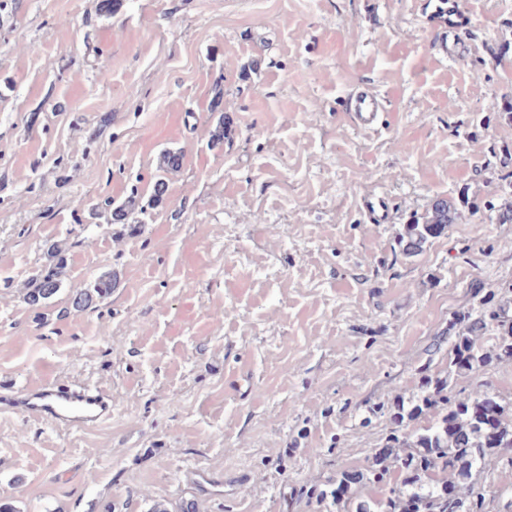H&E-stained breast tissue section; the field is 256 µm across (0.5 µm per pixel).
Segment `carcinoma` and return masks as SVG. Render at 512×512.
Returning a JSON list of instances; mask_svg holds the SVG:
<instances>
[{
  "label": "carcinoma",
  "mask_w": 512,
  "mask_h": 512,
  "mask_svg": "<svg viewBox=\"0 0 512 512\" xmlns=\"http://www.w3.org/2000/svg\"><path fill=\"white\" fill-rule=\"evenodd\" d=\"M132 195L124 204H106L107 223H125L138 212ZM455 214L439 201L416 215L398 234L402 253L412 257L432 238L448 231ZM52 265L34 278L24 301L34 309L50 303L63 287L61 274L66 255L57 247L48 249ZM112 294V278H101L71 296L77 311L90 308ZM491 332L486 348L479 337ZM448 367L430 373L419 370L420 386L406 399L396 396L378 410L389 415L392 427L384 444L372 458L367 473L342 471L321 489L311 486L306 494L326 512H490L484 474L497 466L512 470V405L486 384L470 392L450 389L449 379L462 372L479 371L494 361L512 360V317L504 304L493 305L484 296L474 312L449 321ZM426 425L407 431L409 423Z\"/></svg>",
  "instance_id": "cac0c4a2"
}]
</instances>
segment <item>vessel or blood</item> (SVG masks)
<instances>
[{"instance_id": "vessel-or-blood-1", "label": "vessel or blood", "mask_w": 512, "mask_h": 512, "mask_svg": "<svg viewBox=\"0 0 512 512\" xmlns=\"http://www.w3.org/2000/svg\"><path fill=\"white\" fill-rule=\"evenodd\" d=\"M434 12L446 15L448 37L455 42L472 23L471 16L458 9L448 11L439 5ZM343 107L351 113L355 127L363 131L378 129L386 110L383 99L367 89L348 94L343 100ZM362 207L369 223H391L392 209L385 194L365 195ZM114 407L105 390L88 385L47 382L0 392V413L10 412L29 421L68 429L102 425L111 420ZM183 483L206 494L211 488L221 486L223 480L207 469L189 467L183 472Z\"/></svg>"}]
</instances>
